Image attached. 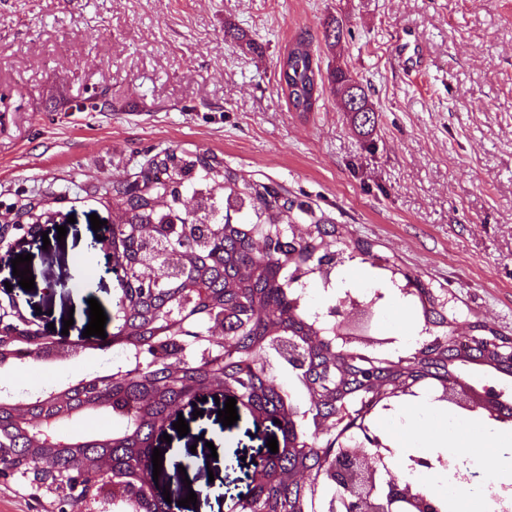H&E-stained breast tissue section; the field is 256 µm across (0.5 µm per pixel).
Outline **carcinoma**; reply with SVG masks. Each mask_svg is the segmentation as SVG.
Here are the masks:
<instances>
[{
    "mask_svg": "<svg viewBox=\"0 0 512 512\" xmlns=\"http://www.w3.org/2000/svg\"><path fill=\"white\" fill-rule=\"evenodd\" d=\"M343 21L327 23L326 39L337 45ZM296 112H312L325 85L340 96L360 132L373 130L376 109L362 84L336 66L322 73L307 44L295 40L279 60ZM135 187L90 182L86 193L123 214L112 228V251L128 280L120 288L123 306L112 332V372L85 376L63 389L27 397L0 394V456L16 477L53 484L77 471L86 479L95 462H112V512H171L149 494L153 471L144 462L153 438L178 409L205 392L235 389L257 415L274 424L283 448L234 512H325L327 492L336 486L339 442L378 438L370 424L388 406L383 393L407 386L437 389L450 379L472 381L469 368L512 379V336L479 321L470 334L453 330L457 311L418 277L394 271L392 286L418 310L421 337L411 353L372 355L336 344L331 311L312 309L303 294L318 278L335 288L336 256L375 260L366 242L352 241L320 209L289 197L279 186L246 178L205 152L167 148L134 173ZM53 197L21 204L16 216L30 221ZM200 226L175 243L179 277L166 278L148 265V248L167 242L164 225ZM224 316L221 341L208 339L212 320ZM301 346L296 364L278 346ZM39 348L27 328L0 334V369L21 373ZM305 391L297 407L284 376ZM90 413L118 423L112 431L83 434L64 446L46 443L38 427L75 421Z\"/></svg>",
    "mask_w": 512,
    "mask_h": 512,
    "instance_id": "1",
    "label": "carcinoma"
}]
</instances>
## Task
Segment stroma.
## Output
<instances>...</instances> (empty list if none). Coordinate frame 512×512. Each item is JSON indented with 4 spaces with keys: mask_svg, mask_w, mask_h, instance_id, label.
<instances>
[{
    "mask_svg": "<svg viewBox=\"0 0 512 512\" xmlns=\"http://www.w3.org/2000/svg\"><path fill=\"white\" fill-rule=\"evenodd\" d=\"M336 16L348 33L332 47L325 27ZM229 25L256 52L227 42ZM404 32L424 67L395 64ZM300 37L321 68L345 65L364 83L376 108L369 135L329 89L316 111L290 110L278 61ZM103 94L111 111L92 107ZM171 146L320 207L349 239L452 296L458 332L478 319L512 336V0H0V201L63 190L75 218L66 236L50 224L48 247H30L34 289L5 268L0 295H19L28 318L84 346L50 369H0L15 396L111 371V352L83 331L89 299L115 318L117 284L82 270L91 216L112 215L80 186L122 181ZM416 331L415 311L386 294L373 335L400 355ZM218 410L211 398L187 406L188 434L154 441L165 464L192 455L214 474L188 469L197 501L179 512H225L267 449L247 409L227 427Z\"/></svg>",
    "mask_w": 512,
    "mask_h": 512,
    "instance_id": "35a3bbf8",
    "label": "stroma"
}]
</instances>
